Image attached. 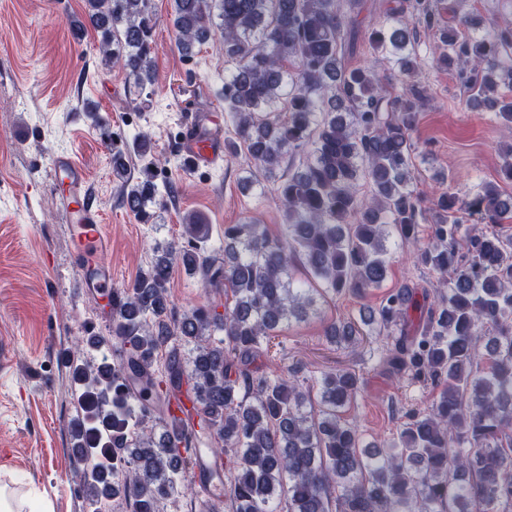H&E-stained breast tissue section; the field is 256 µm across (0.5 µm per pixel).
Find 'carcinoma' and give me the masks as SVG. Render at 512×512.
Instances as JSON below:
<instances>
[{
	"label": "carcinoma",
	"mask_w": 512,
	"mask_h": 512,
	"mask_svg": "<svg viewBox=\"0 0 512 512\" xmlns=\"http://www.w3.org/2000/svg\"><path fill=\"white\" fill-rule=\"evenodd\" d=\"M177 46L189 52L214 40L224 63V110L255 170L242 188H270L283 207L271 235L262 224L224 226V249H204V217H184L187 244L156 247L147 270L112 292V338L119 358L92 365L68 360L76 386L72 454L90 512L120 501L130 512H160L179 496L201 437L192 411L217 435L210 453L233 452L231 512H512V235L464 227L465 207L488 224L512 221V198L491 182L461 202L426 209L412 174V132L424 96L409 83L420 67L417 29L434 32L436 62L459 65L474 109L512 126V23L483 26L440 0H391L385 20L368 25V49L391 65L351 67L363 0H172ZM100 32L107 68L126 71L137 92L153 81L150 0H86L84 21ZM134 149L143 161L130 177L128 149L112 143V176L126 204L148 224L162 197L150 138ZM410 249L415 265L440 276L436 299L415 284L389 291L379 306L331 324L338 346L387 330L377 367L425 378L431 405L409 411L390 450L363 444L345 417L360 379L349 370L311 391L254 366L281 325L315 312L317 297H358L387 280V242ZM181 267L231 301L224 312L178 313L167 285ZM302 270V278L295 271ZM192 382V407L169 414L173 392ZM163 428L155 434L151 422Z\"/></svg>",
	"instance_id": "obj_1"
}]
</instances>
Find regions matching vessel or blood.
I'll use <instances>...</instances> for the list:
<instances>
[{
    "mask_svg": "<svg viewBox=\"0 0 512 512\" xmlns=\"http://www.w3.org/2000/svg\"><path fill=\"white\" fill-rule=\"evenodd\" d=\"M177 152L192 169L212 170L219 167L224 157V139L217 130L209 128L205 120L196 117L191 120L189 131L178 139ZM53 169L67 196L65 207L72 248L83 263L78 284L83 292L111 301L112 268L103 261L111 241L100 211L86 189V172L69 154L55 156ZM223 468V459L208 453L200 454L196 460L195 474L204 494L200 503L202 512H208L214 494L222 490L217 475Z\"/></svg>",
    "mask_w": 512,
    "mask_h": 512,
    "instance_id": "vessel-or-blood-1",
    "label": "vessel or blood"
}]
</instances>
